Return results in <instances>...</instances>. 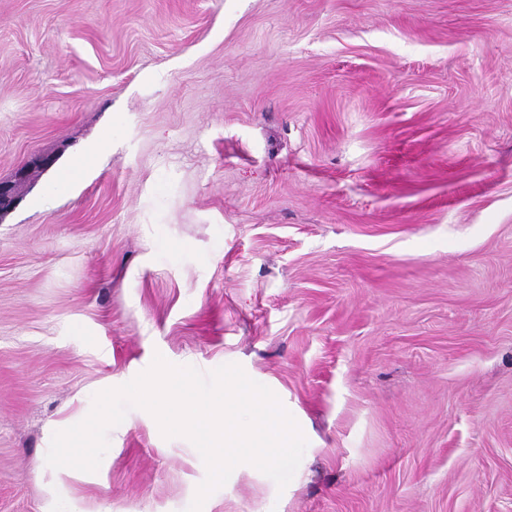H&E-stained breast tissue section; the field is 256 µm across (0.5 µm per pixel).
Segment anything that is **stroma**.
I'll list each match as a JSON object with an SVG mask.
<instances>
[{
  "mask_svg": "<svg viewBox=\"0 0 512 512\" xmlns=\"http://www.w3.org/2000/svg\"><path fill=\"white\" fill-rule=\"evenodd\" d=\"M0 512H187L206 466L129 409L239 364L307 447L202 512H512V0H0Z\"/></svg>",
  "mask_w": 512,
  "mask_h": 512,
  "instance_id": "1",
  "label": "stroma"
}]
</instances>
